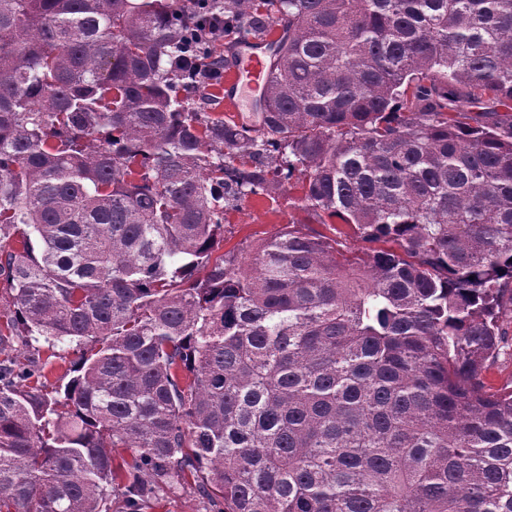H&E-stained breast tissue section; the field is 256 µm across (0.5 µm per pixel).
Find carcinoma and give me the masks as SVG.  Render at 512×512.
Returning a JSON list of instances; mask_svg holds the SVG:
<instances>
[{
    "label": "carcinoma",
    "instance_id": "carcinoma-1",
    "mask_svg": "<svg viewBox=\"0 0 512 512\" xmlns=\"http://www.w3.org/2000/svg\"><path fill=\"white\" fill-rule=\"evenodd\" d=\"M0 276V512H512V0H0ZM268 55L267 43L258 48H243L238 52L234 63L225 73L222 85L224 102L232 112L226 110L221 99H217L218 103L212 112L233 115L234 112H241L245 101L250 105V111L256 112L254 105L265 89V59ZM274 196L247 197L238 202L235 209L227 212L224 220V249L221 253L240 243L262 240L288 225H295V228L304 232L314 230L331 238L342 239L347 243L350 255L367 258L369 245L356 238L348 225L342 224L337 218L333 219L335 224H317L304 211L288 205V185ZM62 357H66L65 359H53L52 364L48 365L46 368V383L51 387H60L61 385L65 384L68 379L70 378V375L65 377L66 370L70 367V361L75 358V355L72 353V351L69 352H60ZM485 381L495 389L510 384L512 386V359L511 357H501L500 360L486 373ZM147 512H206V510L202 500L190 485H177L163 495L158 508Z\"/></svg>",
    "mask_w": 512,
    "mask_h": 512
}]
</instances>
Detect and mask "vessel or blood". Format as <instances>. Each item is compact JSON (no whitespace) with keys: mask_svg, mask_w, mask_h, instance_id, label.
Segmentation results:
<instances>
[{"mask_svg":"<svg viewBox=\"0 0 512 512\" xmlns=\"http://www.w3.org/2000/svg\"><path fill=\"white\" fill-rule=\"evenodd\" d=\"M269 55L267 45L241 49L234 63L226 71L222 93L226 106L240 112L243 104H255L262 96L265 84V59Z\"/></svg>","mask_w":512,"mask_h":512,"instance_id":"1","label":"vessel or blood"}]
</instances>
